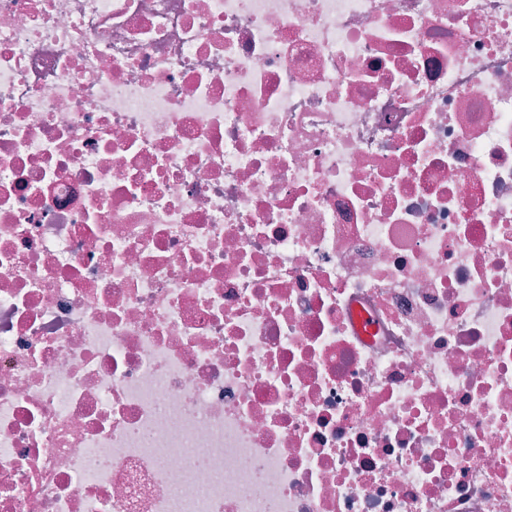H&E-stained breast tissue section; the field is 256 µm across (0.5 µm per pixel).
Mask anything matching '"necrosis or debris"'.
Instances as JSON below:
<instances>
[{"mask_svg":"<svg viewBox=\"0 0 512 512\" xmlns=\"http://www.w3.org/2000/svg\"><path fill=\"white\" fill-rule=\"evenodd\" d=\"M0 512H512V0H0Z\"/></svg>","mask_w":512,"mask_h":512,"instance_id":"obj_1","label":"necrosis or debris"}]
</instances>
